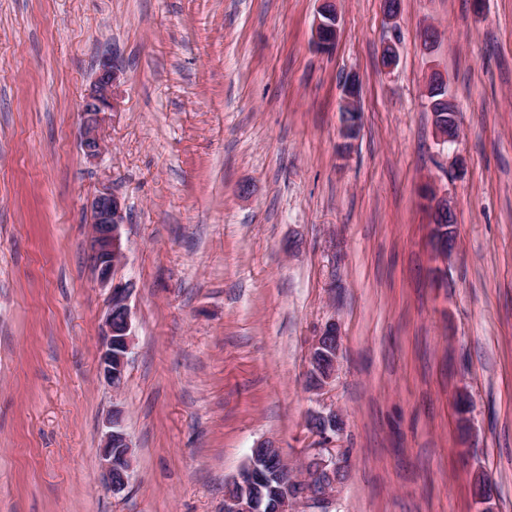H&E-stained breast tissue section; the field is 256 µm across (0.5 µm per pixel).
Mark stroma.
Here are the masks:
<instances>
[{
  "mask_svg": "<svg viewBox=\"0 0 512 512\" xmlns=\"http://www.w3.org/2000/svg\"><path fill=\"white\" fill-rule=\"evenodd\" d=\"M335 3L323 53L320 0H0V512H224L267 441L293 465L323 446L346 465L302 512H512V0H402L393 20L384 0ZM106 58L119 106L89 159L79 104ZM433 67L459 109L451 144ZM351 74L362 125L344 152ZM428 181L455 216L444 264ZM103 189L127 214L118 393L88 260ZM332 319L338 370L312 392ZM116 408L133 463L119 495L100 455ZM332 408L327 444L306 419ZM334 0H323L313 24V40L317 49L331 51L339 34V18ZM340 343L339 327L335 321L328 322L316 336L309 352V390L321 391L335 378Z\"/></svg>",
  "mask_w": 512,
  "mask_h": 512,
  "instance_id": "obj_1",
  "label": "stroma"
}]
</instances>
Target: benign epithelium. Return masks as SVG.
Returning <instances> with one entry per match:
<instances>
[{"label":"benign epithelium","mask_w":512,"mask_h":512,"mask_svg":"<svg viewBox=\"0 0 512 512\" xmlns=\"http://www.w3.org/2000/svg\"><path fill=\"white\" fill-rule=\"evenodd\" d=\"M339 34V18L334 0H323L313 24V40L317 49L331 51ZM119 70L108 58L99 67L95 80L85 90L80 101L83 119L81 146L88 158L98 157L103 150L100 128L104 116L118 106ZM341 135L346 141L356 138L360 129V89L356 75L348 76L342 86ZM457 122V115L438 112L434 114L437 138L448 141V127ZM432 223L434 252L448 260L455 244L453 212L448 197L439 195L433 186L426 188ZM92 222L90 232V258L97 281L110 286V307L105 318L100 341L99 370L104 380L118 391L125 379L128 355L134 334L128 296L130 285L113 280V272L126 256L122 227L126 216L118 196L109 190L96 194L91 202ZM341 343L340 329L336 322L327 323L316 336L309 352V390L321 391L335 378ZM120 416L114 413L109 421L101 448L103 477L114 494L124 491L132 468L131 443L127 434L116 429ZM308 428L325 441L343 428L341 416L334 410L312 411ZM344 480V470L335 460H328L322 453L310 456L304 473L294 476L288 461L272 444L252 449L244 466L229 481L233 493L224 494V512H298L299 506L325 503Z\"/></svg>","instance_id":"7a95c632"}]
</instances>
